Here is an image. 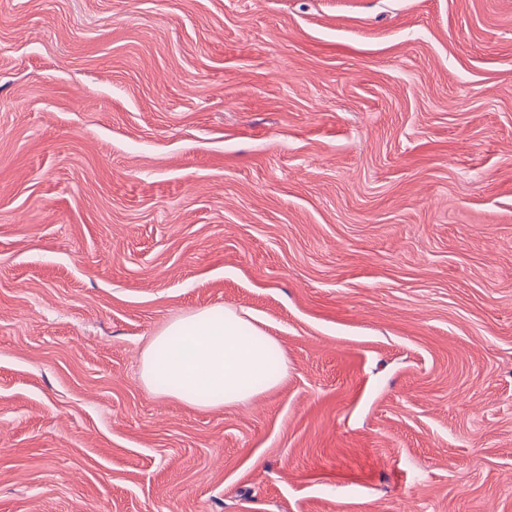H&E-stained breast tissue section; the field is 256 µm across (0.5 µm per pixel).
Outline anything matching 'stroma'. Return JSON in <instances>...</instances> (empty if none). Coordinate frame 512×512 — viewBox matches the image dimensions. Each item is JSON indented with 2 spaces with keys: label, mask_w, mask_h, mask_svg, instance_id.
<instances>
[{
  "label": "stroma",
  "mask_w": 512,
  "mask_h": 512,
  "mask_svg": "<svg viewBox=\"0 0 512 512\" xmlns=\"http://www.w3.org/2000/svg\"><path fill=\"white\" fill-rule=\"evenodd\" d=\"M0 512H512V0H0ZM276 350L249 313L202 310L173 320L152 338L142 358V377L150 386L165 381L160 386L165 394L197 407L243 404L286 376L283 356L272 366Z\"/></svg>",
  "instance_id": "35a3bbf8"
}]
</instances>
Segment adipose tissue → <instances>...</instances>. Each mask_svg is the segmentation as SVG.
<instances>
[{
    "label": "adipose tissue",
    "mask_w": 512,
    "mask_h": 512,
    "mask_svg": "<svg viewBox=\"0 0 512 512\" xmlns=\"http://www.w3.org/2000/svg\"><path fill=\"white\" fill-rule=\"evenodd\" d=\"M276 349L248 313L202 310L173 320L152 338L142 377L150 386L163 382L165 394L198 407L243 404L286 376Z\"/></svg>",
    "instance_id": "adipose-tissue-1"
}]
</instances>
